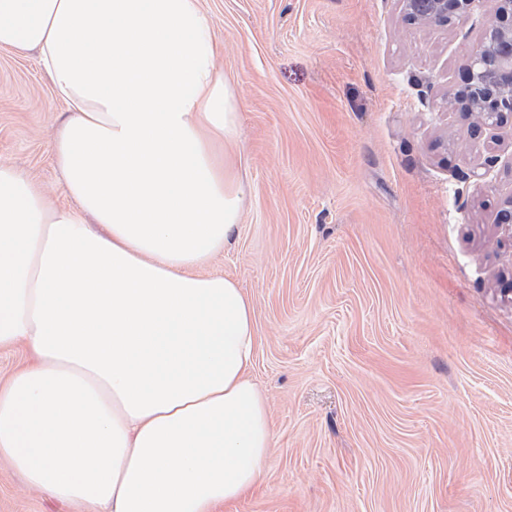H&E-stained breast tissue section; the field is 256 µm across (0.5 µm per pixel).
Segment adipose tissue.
Instances as JSON below:
<instances>
[{
    "mask_svg": "<svg viewBox=\"0 0 512 512\" xmlns=\"http://www.w3.org/2000/svg\"><path fill=\"white\" fill-rule=\"evenodd\" d=\"M68 108L72 207L0 164V461L97 512H215L269 459L254 306L203 266L236 235L234 96L200 0H0ZM32 355L24 345L0 348V384L20 369L32 363Z\"/></svg>",
    "mask_w": 512,
    "mask_h": 512,
    "instance_id": "1",
    "label": "adipose tissue"
}]
</instances>
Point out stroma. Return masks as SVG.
<instances>
[{
  "instance_id": "stroma-1",
  "label": "stroma",
  "mask_w": 512,
  "mask_h": 512,
  "mask_svg": "<svg viewBox=\"0 0 512 512\" xmlns=\"http://www.w3.org/2000/svg\"><path fill=\"white\" fill-rule=\"evenodd\" d=\"M201 5L243 190L202 271L252 299L273 433L219 512H512V121L447 103L497 0L445 30L400 0ZM66 115L35 54L0 49V163L61 206ZM0 512L86 509L0 463Z\"/></svg>"
}]
</instances>
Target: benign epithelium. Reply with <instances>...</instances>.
Returning <instances> with one entry per match:
<instances>
[{"label": "benign epithelium", "mask_w": 512, "mask_h": 512, "mask_svg": "<svg viewBox=\"0 0 512 512\" xmlns=\"http://www.w3.org/2000/svg\"><path fill=\"white\" fill-rule=\"evenodd\" d=\"M406 17L448 27L468 16L475 0H401ZM499 16L484 31L467 61L461 88L448 96V107L482 121L512 119V0H498Z\"/></svg>", "instance_id": "1"}]
</instances>
